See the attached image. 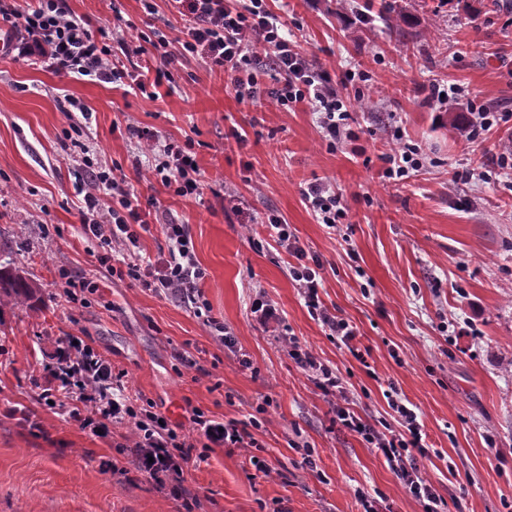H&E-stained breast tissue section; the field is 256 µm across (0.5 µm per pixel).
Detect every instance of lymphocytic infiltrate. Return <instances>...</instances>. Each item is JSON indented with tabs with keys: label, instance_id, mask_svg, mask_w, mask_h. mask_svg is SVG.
<instances>
[{
	"label": "lymphocytic infiltrate",
	"instance_id": "1",
	"mask_svg": "<svg viewBox=\"0 0 512 512\" xmlns=\"http://www.w3.org/2000/svg\"><path fill=\"white\" fill-rule=\"evenodd\" d=\"M171 2L177 12L188 13L191 20L185 39L178 42L159 30L150 36H135L117 26L92 33L89 20L70 12L64 0H35L23 10L17 9L12 0H0V20L21 18L22 32L14 44L21 57L40 60L59 73L91 76L108 84L129 78V71L119 66L121 60H133L149 49L154 52L156 77L160 80L170 79V67L184 55L197 56L206 68L230 74L238 101L270 100L286 109L308 105L316 113L328 144L346 142L352 144L353 154H360V131L353 124L345 100L328 75L316 69L300 47L284 36L266 0H246L242 5L232 0ZM262 51L269 53L279 75L275 85L263 81L255 64ZM126 129L140 150L156 157L150 171L152 178L176 196L200 197L203 187L193 140L179 146L161 141L156 131L146 127L130 123ZM77 168L76 190L83 194L85 203L79 221L83 234L100 247L99 265L111 277L129 278L155 293L203 303L199 283L205 273L196 259L188 225L168 217L162 219L160 228L167 251L153 262L142 259L137 248L142 234L151 230L146 210L155 207V200L140 202L131 192L126 174L102 165L89 154L79 156ZM303 196L318 223L339 231L348 213L331 184L309 185ZM266 229L292 257L288 277L311 315L322 324L327 336L351 346L356 338L354 327L349 320L330 312L319 297V261L309 259L299 238L278 217H269ZM118 254L124 257L119 266L113 263ZM280 340L289 357L323 392L336 424L382 451L423 512H443L442 499L413 463L415 455L428 453L416 412L400 400L389 398L388 406L399 428L379 429L351 409L350 390L335 369L321 362L293 334H281ZM64 344L53 365L46 368L56 386L41 392V401L54 406L61 398L75 395L78 404L70 410V419L98 437L110 436L113 426L133 425L131 463L157 488L185 493L186 475L190 468L205 462V449L244 447L249 428L262 425L260 416L266 408L261 403L255 407V416L245 422H222L195 407L188 417L191 433L182 435L154 411L152 404L137 406L124 396L121 375L113 373L111 362L92 346L69 336ZM198 444L204 451L197 455L193 449Z\"/></svg>",
	"mask_w": 512,
	"mask_h": 512
}]
</instances>
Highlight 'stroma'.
<instances>
[{"label": "stroma", "instance_id": "35a3bbf8", "mask_svg": "<svg viewBox=\"0 0 512 512\" xmlns=\"http://www.w3.org/2000/svg\"><path fill=\"white\" fill-rule=\"evenodd\" d=\"M269 0L302 52L333 81L363 134L364 156L327 145L308 106L237 101L227 75L195 57L171 68L160 96L0 58V265L34 287L27 301L0 307V512H421L378 449L331 422L321 391L282 349L273 329L250 316L256 291L283 325L338 369L352 408L372 423L390 419L385 393L412 405L429 448L416 463L447 512H512V178L452 183L494 142L469 144L454 116L429 98L458 85L475 105L512 113V0ZM92 28L117 20L138 31L183 37L187 22L170 0L154 15L140 0H66ZM368 73V81L357 73ZM95 114L82 144L104 165H120L140 199L188 225L211 313L235 338L228 349L183 299L100 268L95 241L81 233L74 156L63 136L67 97ZM169 142L193 139L208 191L173 196L131 165L127 124ZM428 158L404 185H386L395 130ZM247 135L238 144L234 131ZM335 185L348 235L317 223L302 191ZM223 189L224 199L213 192ZM281 216L321 264L325 306L358 331L364 360L326 336L288 277L287 254L264 224ZM90 277L85 306L66 304L65 277ZM82 337L123 371L127 393L153 401L171 423L189 407L246 419L267 402L257 448H210L190 470L194 499L157 489L132 469L119 435L81 430L65 407L40 404L64 334ZM192 356L197 368L181 363ZM250 359L242 367L241 359ZM312 451L304 465L301 446ZM269 477H255L254 461Z\"/></svg>", "mask_w": 512, "mask_h": 512}]
</instances>
